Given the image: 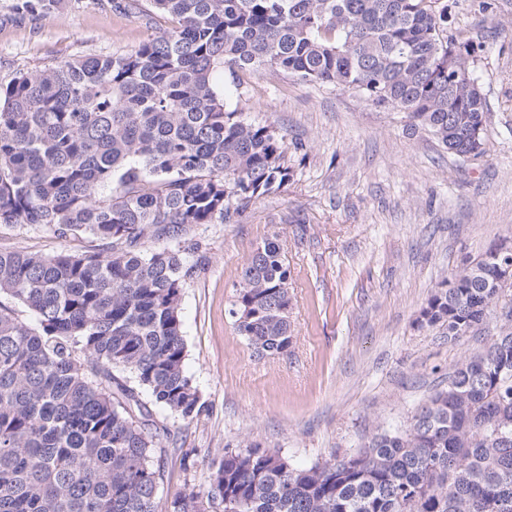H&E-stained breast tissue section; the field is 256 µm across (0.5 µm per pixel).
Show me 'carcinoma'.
<instances>
[{"mask_svg":"<svg viewBox=\"0 0 512 512\" xmlns=\"http://www.w3.org/2000/svg\"><path fill=\"white\" fill-rule=\"evenodd\" d=\"M62 2L12 10L38 19ZM149 2L173 30L0 83V225L107 245L0 251V512H158L161 416L206 410L180 319L198 270L188 231L291 177L286 137L227 109L218 73L332 84L405 113L462 160L486 153L475 56L434 0ZM508 260L485 252L452 270L420 309L417 326L450 339L495 326L407 424L309 466L252 442L226 448L209 484L166 512L212 500L224 512H512V319L486 287ZM291 288L274 232L242 265L231 309L259 355L292 344Z\"/></svg>","mask_w":512,"mask_h":512,"instance_id":"carcinoma-1","label":"carcinoma"}]
</instances>
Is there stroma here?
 Here are the masks:
<instances>
[{
	"instance_id": "35a3bbf8",
	"label": "stroma",
	"mask_w": 512,
	"mask_h": 512,
	"mask_svg": "<svg viewBox=\"0 0 512 512\" xmlns=\"http://www.w3.org/2000/svg\"><path fill=\"white\" fill-rule=\"evenodd\" d=\"M127 0H67L37 20L0 0V83L20 69L86 55L123 54L172 20ZM449 32L476 49L487 98V153L448 154L404 113L353 91L286 74L220 76L224 100L284 132L293 175L221 224L195 227L201 270L183 290L186 370L208 409L170 421L165 494L205 485L225 448L250 441L303 466L355 453L396 427L440 386L450 366L481 349L486 331L457 340L417 327L421 306L452 269L512 234V0H438ZM285 244L293 287V344L258 356L229 314L253 248ZM25 224L0 226V250L57 254L102 249Z\"/></svg>"
}]
</instances>
